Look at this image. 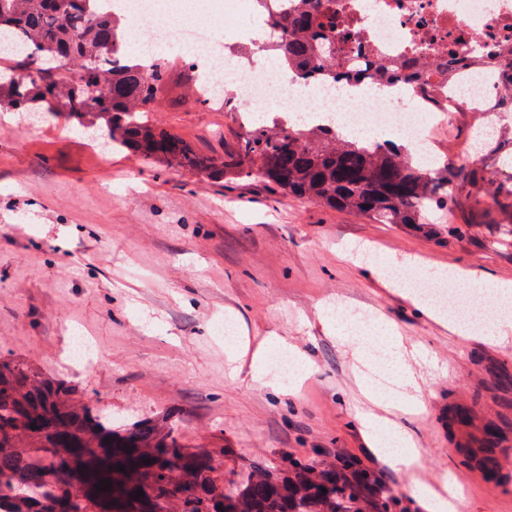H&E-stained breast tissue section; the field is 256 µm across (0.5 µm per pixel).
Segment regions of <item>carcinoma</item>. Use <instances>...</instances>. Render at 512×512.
Here are the masks:
<instances>
[{
    "label": "carcinoma",
    "mask_w": 512,
    "mask_h": 512,
    "mask_svg": "<svg viewBox=\"0 0 512 512\" xmlns=\"http://www.w3.org/2000/svg\"><path fill=\"white\" fill-rule=\"evenodd\" d=\"M273 32L269 51L282 68L316 81L357 82L364 72L336 60V0H283L272 12L255 0ZM96 0H0V33L22 51L0 70V110L40 107L76 128L101 131L126 152L196 180L225 176L261 181L292 198L348 211L375 224H405L425 233L441 206L469 196L471 165L432 166L403 144L345 138L332 128H293L272 120L245 127L226 161L198 152L151 119L167 63L146 65L126 49L122 18L97 14ZM448 66L400 68L378 61L382 83L400 79L432 92L428 74ZM68 385L42 381L13 359H0V499L10 512H393L361 460L284 458L256 462L231 485L217 482L210 457L192 454L175 435L148 423L112 426L110 416L68 404ZM36 429H31V426ZM21 432L37 448L16 443ZM150 463H144V460ZM125 466L121 472L117 466ZM110 480L111 490L99 491ZM142 490L140 497L137 490Z\"/></svg>",
    "instance_id": "obj_1"
}]
</instances>
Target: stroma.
Wrapping results in <instances>:
<instances>
[{
	"instance_id": "stroma-1",
	"label": "stroma",
	"mask_w": 512,
	"mask_h": 512,
	"mask_svg": "<svg viewBox=\"0 0 512 512\" xmlns=\"http://www.w3.org/2000/svg\"><path fill=\"white\" fill-rule=\"evenodd\" d=\"M168 63L154 121L204 153L232 154L247 105L232 98L201 110L187 95L181 58ZM478 120L459 113L451 128L432 131L433 149L459 153ZM437 220V236L427 237L262 182H199L93 143L65 117L31 127L0 112V356L67 382L76 407L106 409L126 424L175 421L186 448L209 455L228 481L256 460L352 454L395 489L403 512H425L414 485L442 472L458 512H512V484L487 483L462 455L484 422L497 421L506 439L495 460L512 472V389L491 375L498 363L512 365V341L452 335L342 257L352 248L467 268L463 290L512 280L503 236L512 201L441 211ZM336 301L382 315L420 352L412 373L424 406L390 416L413 437V467L386 465L356 420L366 407L355 362L319 313ZM226 318L237 326L231 341L213 331ZM77 332L97 354L87 372L62 360ZM284 344L312 365L288 384L272 362ZM456 405L472 418L451 434L442 420Z\"/></svg>"
}]
</instances>
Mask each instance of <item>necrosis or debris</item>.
I'll return each mask as SVG.
<instances>
[{
    "label": "necrosis or debris",
    "mask_w": 512,
    "mask_h": 512,
    "mask_svg": "<svg viewBox=\"0 0 512 512\" xmlns=\"http://www.w3.org/2000/svg\"><path fill=\"white\" fill-rule=\"evenodd\" d=\"M178 0H100L101 11L121 15L128 28L139 29L145 16L161 18V37L172 45L192 44L205 65L197 84L211 97L221 87L214 76L225 63L232 94L255 106L275 108L288 117L296 107L316 99L319 110L337 113L344 126L407 142L428 144L432 128L452 124L460 112H497L504 88L494 67L512 48V0H336V45L351 62L366 67L368 58L386 61L427 60L435 56L477 54L490 65L462 63L451 74L432 76L439 89L432 96L407 84L379 95L374 83L361 81L349 99H318L316 82L285 78L273 68L257 66L234 54L236 43L252 41L254 29H241L227 43L210 29H189L175 19Z\"/></svg>",
    "instance_id": "4bbe7bcc"
}]
</instances>
